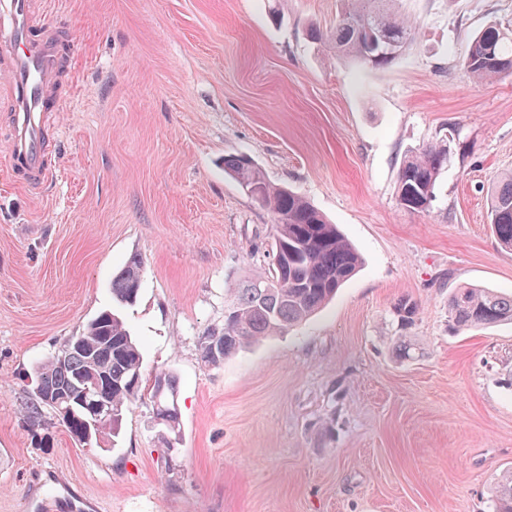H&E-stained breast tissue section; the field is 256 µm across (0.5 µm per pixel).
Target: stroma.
<instances>
[{"instance_id": "stroma-1", "label": "stroma", "mask_w": 512, "mask_h": 512, "mask_svg": "<svg viewBox=\"0 0 512 512\" xmlns=\"http://www.w3.org/2000/svg\"><path fill=\"white\" fill-rule=\"evenodd\" d=\"M345 0H43L78 41L48 180L9 166L0 104V512L66 496L97 512H490L512 472V324L455 331L461 287L512 294L492 231L512 171V76L461 57L512 0H400L414 41L388 66L339 59L309 27ZM448 151L429 208L402 209L406 154ZM250 156L308 199L363 265L287 333L205 362L229 289L269 273L271 213L224 171ZM142 263L133 305L112 277ZM417 306L399 325L400 300ZM118 308L143 377L113 445L22 416L25 373ZM179 426L155 422V372Z\"/></svg>"}]
</instances>
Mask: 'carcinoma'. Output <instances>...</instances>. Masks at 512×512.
<instances>
[{
    "label": "carcinoma",
    "instance_id": "obj_1",
    "mask_svg": "<svg viewBox=\"0 0 512 512\" xmlns=\"http://www.w3.org/2000/svg\"><path fill=\"white\" fill-rule=\"evenodd\" d=\"M312 39L329 44L336 55L370 67L390 64L410 42L412 25L397 10V0H348L336 26L323 32L310 29ZM479 84L512 76V31L489 25L470 41L462 58ZM448 163V152L428 146L405 159L397 179V201L408 212H423L433 201L436 181ZM224 170L249 193L261 191V206L274 220L276 245L288 247V263L266 276L231 289L234 317L202 337L205 361L217 363L239 348L280 335L316 314L358 271L362 258L337 228L298 193L270 183L255 161L244 155L224 158ZM491 224L497 240L512 251V174L505 173L491 197ZM141 261L133 257L112 279V296L121 305L136 302L141 287ZM455 329L512 323V295L489 288H460L449 300ZM86 348H73L65 364L50 354L35 368L43 393L31 390L24 422L34 428L46 423L54 409L42 394L65 391L83 394L92 373L105 371L112 379L105 391L112 400V436L119 434L123 414L138 395L143 356L140 346L114 310L94 317L83 332ZM494 512H512V474L494 491Z\"/></svg>",
    "mask_w": 512,
    "mask_h": 512
}]
</instances>
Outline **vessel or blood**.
I'll return each instance as SVG.
<instances>
[{"instance_id": "1", "label": "vessel or blood", "mask_w": 512, "mask_h": 512, "mask_svg": "<svg viewBox=\"0 0 512 512\" xmlns=\"http://www.w3.org/2000/svg\"><path fill=\"white\" fill-rule=\"evenodd\" d=\"M37 0H0V101L11 114L10 165L27 186L49 172V122L73 91L66 77L78 45L44 22Z\"/></svg>"}]
</instances>
